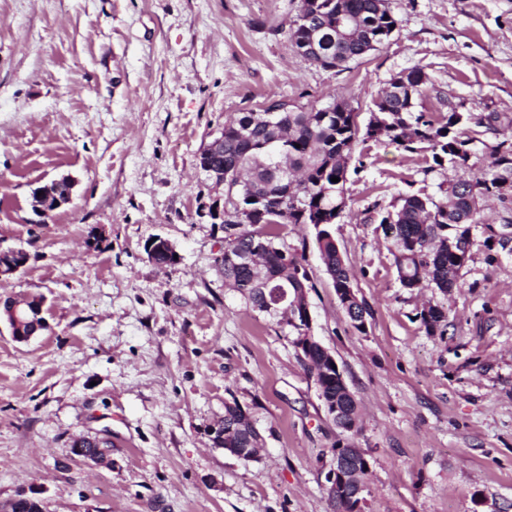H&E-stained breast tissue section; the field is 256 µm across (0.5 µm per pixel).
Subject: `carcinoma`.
<instances>
[{
	"instance_id": "obj_1",
	"label": "carcinoma",
	"mask_w": 512,
	"mask_h": 512,
	"mask_svg": "<svg viewBox=\"0 0 512 512\" xmlns=\"http://www.w3.org/2000/svg\"><path fill=\"white\" fill-rule=\"evenodd\" d=\"M397 19L386 0H302L300 13L290 30L298 55L315 45L320 55L306 58L323 69H343L367 57L393 33ZM425 76L419 69L399 74L382 92L374 113L381 119L360 128L358 113L344 102L324 112H276V102L259 110L239 112L224 123V148L213 164L224 168V203L232 211L224 224V285L253 308L267 311L266 300L278 285H288L290 273L300 274L304 287L309 277L305 254L290 250L281 237L289 224L321 225L315 242L334 288L352 287V279L332 234L330 219L345 207L346 174L359 136L385 138L405 148L426 144L436 165L460 166L470 160L469 140L458 126L472 120L455 110L436 123L415 113V101L424 93ZM512 176V152H505L492 168L472 182H460L448 190L445 202L409 195L400 207L382 216L379 227L396 247L395 266L402 285L414 288L422 280L446 293L456 285L448 272L456 273L470 258L474 240L471 226L483 198L503 195ZM339 181L333 182L331 178ZM454 234H448V229ZM249 251L258 262L237 263L236 256ZM429 335L445 333L448 316L430 305L420 312ZM251 424L237 429L231 441L239 448H253Z\"/></svg>"
}]
</instances>
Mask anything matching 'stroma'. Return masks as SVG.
<instances>
[{"instance_id":"obj_1","label":"stroma","mask_w":512,"mask_h":512,"mask_svg":"<svg viewBox=\"0 0 512 512\" xmlns=\"http://www.w3.org/2000/svg\"><path fill=\"white\" fill-rule=\"evenodd\" d=\"M302 0H0V249L29 253L0 301L45 299L46 330L13 339L0 318V507L45 512H337L333 447L365 449L364 512H512V189L489 198L471 258L449 293L403 287L380 218L402 197L444 201L451 184L512 143V0H387L390 39L350 68L301 59ZM427 78L416 111L470 115L467 166L424 145L358 141L333 233L369 313L356 328L310 224L304 249L311 334L335 356L360 417L328 416L282 315L224 286V188L199 165L237 113L273 101H347L367 125L399 72ZM496 120L486 125L482 116ZM49 217L34 189L63 177ZM179 254L160 267L146 242ZM448 312L427 335L420 311ZM238 400L265 439L243 461L206 427ZM111 440V465L69 454ZM74 182L69 177L52 180L33 194V208L41 217H48L72 200ZM43 195L38 196V192Z\"/></svg>"}]
</instances>
